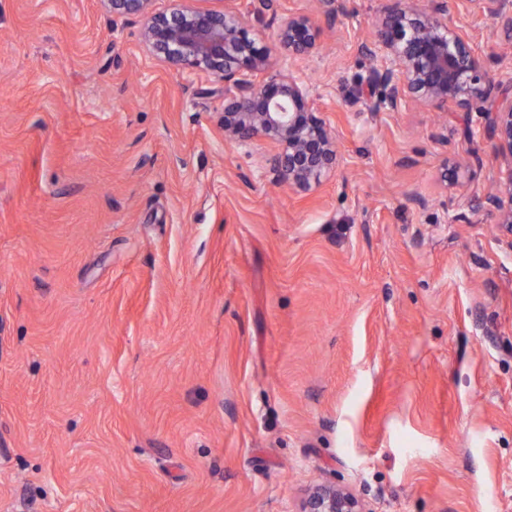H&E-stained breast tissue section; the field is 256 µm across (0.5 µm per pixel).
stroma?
Masks as SVG:
<instances>
[{
  "label": "stroma",
  "instance_id": "35a3bbf8",
  "mask_svg": "<svg viewBox=\"0 0 512 512\" xmlns=\"http://www.w3.org/2000/svg\"><path fill=\"white\" fill-rule=\"evenodd\" d=\"M387 4L299 64L337 147L300 192L142 16L0 0V512H512V163L483 113L349 102ZM448 21L512 82L474 0ZM487 209L496 212L497 224L512 239V177L501 191L486 200ZM299 512H368L350 491L335 484H319L303 498Z\"/></svg>",
  "mask_w": 512,
  "mask_h": 512
}]
</instances>
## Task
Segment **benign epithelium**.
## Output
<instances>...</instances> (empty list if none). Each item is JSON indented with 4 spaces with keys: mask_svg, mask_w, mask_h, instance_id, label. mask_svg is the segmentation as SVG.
Masks as SVG:
<instances>
[{
    "mask_svg": "<svg viewBox=\"0 0 512 512\" xmlns=\"http://www.w3.org/2000/svg\"><path fill=\"white\" fill-rule=\"evenodd\" d=\"M101 2L114 16L144 15L145 43L167 64L206 69L224 78V137L238 145L254 138L279 144L280 152L268 159L274 180L306 191L333 167L336 143L312 105L306 80L293 64L273 62L276 55L293 61L317 50L320 25L315 16H282L274 41L267 42L237 0H224L222 11L186 4L160 14L150 12L152 0ZM478 2L511 38L512 12L503 0ZM362 51L383 61L359 83L361 96L375 88L383 91L375 108L423 102L442 111L452 102L468 111L476 104L490 118L498 155L512 162V96L487 76L469 40L448 23L447 0H429L424 7L413 0H391ZM255 73L264 75L258 85L251 80ZM486 204L512 237V179ZM299 512L367 510L350 491L325 483L306 493Z\"/></svg>",
    "mask_w": 512,
    "mask_h": 512,
    "instance_id": "1",
    "label": "benign epithelium"
}]
</instances>
